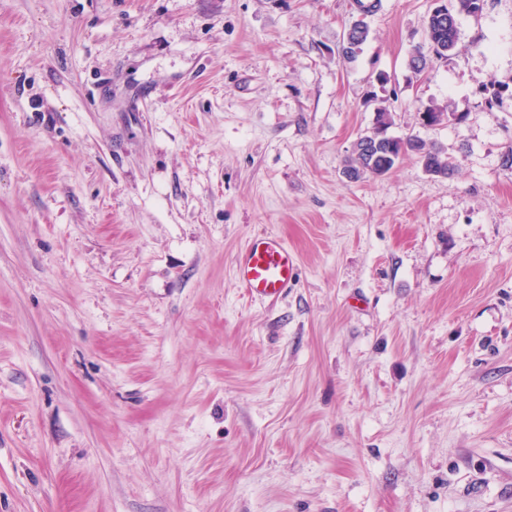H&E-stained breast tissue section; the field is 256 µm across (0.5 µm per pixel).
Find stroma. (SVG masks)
I'll use <instances>...</instances> for the list:
<instances>
[{
  "instance_id": "1",
  "label": "stroma",
  "mask_w": 512,
  "mask_h": 512,
  "mask_svg": "<svg viewBox=\"0 0 512 512\" xmlns=\"http://www.w3.org/2000/svg\"><path fill=\"white\" fill-rule=\"evenodd\" d=\"M431 7L0 0V512H512V0ZM380 104L453 175L348 180ZM448 1V16L442 17L438 12H444V4ZM434 0L433 9L427 14L424 27L426 28L427 50L417 47L413 50L408 59V68L410 70L419 69L426 71L430 68L435 56H443L452 52L457 47L460 30L458 19L461 15L473 16V3L478 0ZM434 14H432V12ZM432 50L435 54L432 53ZM415 76L422 74L415 70L412 72ZM357 21H354L351 26H353L352 31V39L355 44H353V47L351 48H345L344 46L340 45L338 49L339 55L343 56L344 59L352 61L356 58V56L361 52L362 46L368 41L369 35H370V28L369 25L364 23H356ZM351 39V28L348 29L343 36V40L346 46H348L349 43L352 42ZM298 260L284 241L272 233H259L242 249L235 265V278L254 300L283 295L297 276Z\"/></svg>"
}]
</instances>
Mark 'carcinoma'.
I'll use <instances>...</instances> for the list:
<instances>
[{
	"label": "carcinoma",
	"mask_w": 512,
	"mask_h": 512,
	"mask_svg": "<svg viewBox=\"0 0 512 512\" xmlns=\"http://www.w3.org/2000/svg\"><path fill=\"white\" fill-rule=\"evenodd\" d=\"M475 0H448V15L439 13L427 14L426 28L427 49L417 47L408 59V68L426 71L433 59L452 52L457 47L460 30L458 19L462 15L471 16ZM353 47H339L338 53L344 59L352 61L361 52L362 46L368 41L370 28L367 23H352ZM379 133L374 138L359 137L352 146L351 154L345 161L344 173L350 179L362 176L382 178L389 174L405 156L412 154L422 165L424 171L434 177L446 178L453 174L456 163L444 149L427 144L414 135L405 137L388 136L393 125V115L385 107L377 110Z\"/></svg>",
	"instance_id": "cac0c4a2"
}]
</instances>
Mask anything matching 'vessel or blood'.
<instances>
[{
  "instance_id": "obj_1",
  "label": "vessel or blood",
  "mask_w": 512,
  "mask_h": 512,
  "mask_svg": "<svg viewBox=\"0 0 512 512\" xmlns=\"http://www.w3.org/2000/svg\"><path fill=\"white\" fill-rule=\"evenodd\" d=\"M298 260L284 241L271 233L252 237L235 265V278L254 300H271L283 295L297 276Z\"/></svg>"
}]
</instances>
